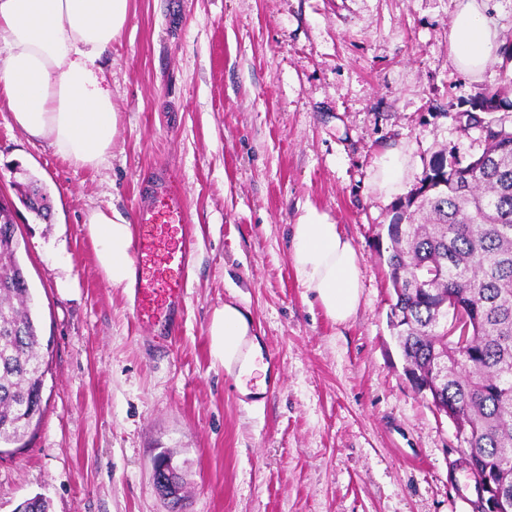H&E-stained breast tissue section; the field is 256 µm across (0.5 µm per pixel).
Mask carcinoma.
Here are the masks:
<instances>
[{"mask_svg":"<svg viewBox=\"0 0 512 512\" xmlns=\"http://www.w3.org/2000/svg\"><path fill=\"white\" fill-rule=\"evenodd\" d=\"M487 147L465 166L427 173L387 225L393 288L389 323L405 375L420 392L440 378L454 411L460 453L512 493V116L485 123ZM45 218L46 196L20 195ZM13 206L0 203V443L20 441L40 421L45 368L31 291L18 256ZM457 326H437L441 305ZM16 512H51L36 495Z\"/></svg>","mask_w":512,"mask_h":512,"instance_id":"obj_1","label":"carcinoma"}]
</instances>
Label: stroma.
<instances>
[{
	"instance_id": "obj_1",
	"label": "stroma",
	"mask_w": 512,
	"mask_h": 512,
	"mask_svg": "<svg viewBox=\"0 0 512 512\" xmlns=\"http://www.w3.org/2000/svg\"><path fill=\"white\" fill-rule=\"evenodd\" d=\"M455 0H132L104 68L119 116L107 162L70 164L0 108V197L15 203L19 257L39 313L42 416L0 445V512H169L159 454L185 482L181 512H472L454 423L410 387L388 324L386 228L399 196L375 163L406 147L407 189L437 162L486 147L477 112L501 82L448 58ZM170 173L195 251L178 329L139 324L107 281L85 222L136 219L142 170ZM37 183L49 214L18 200ZM353 243L362 302L331 321L288 260L305 207ZM248 309L269 365L241 395L210 323ZM175 468L170 459L158 458L153 465V482L159 493L166 499L176 494V486L173 479Z\"/></svg>"
}]
</instances>
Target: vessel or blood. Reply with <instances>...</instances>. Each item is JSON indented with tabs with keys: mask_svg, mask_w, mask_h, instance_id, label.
<instances>
[{
	"mask_svg": "<svg viewBox=\"0 0 512 512\" xmlns=\"http://www.w3.org/2000/svg\"><path fill=\"white\" fill-rule=\"evenodd\" d=\"M140 194L165 202V223H158L156 211L139 208L141 228L131 243L135 266L132 311L136 318L153 326L173 323L186 288L185 272L194 249L189 233H177V226L189 223L183 197L172 190L168 173L161 169L147 171L140 180Z\"/></svg>",
	"mask_w": 512,
	"mask_h": 512,
	"instance_id": "b4317fda",
	"label": "vessel or blood"
}]
</instances>
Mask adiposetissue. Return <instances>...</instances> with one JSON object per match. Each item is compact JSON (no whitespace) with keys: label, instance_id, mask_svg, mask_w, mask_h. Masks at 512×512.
I'll list each match as a JSON object with an SVG mask.
<instances>
[{"label":"adipose tissue","instance_id":"obj_1","mask_svg":"<svg viewBox=\"0 0 512 512\" xmlns=\"http://www.w3.org/2000/svg\"><path fill=\"white\" fill-rule=\"evenodd\" d=\"M130 10L131 0H0V107L30 139L48 142L75 165L96 168L110 154L118 115L102 84L103 61ZM498 43L483 0H457L448 27L453 66L480 76ZM86 222L108 281L129 285L130 220L94 209ZM289 261L329 319L343 324L355 315L362 296L358 254L328 214L305 208L291 229ZM210 334L215 355L235 380L256 371L260 346L246 308L225 304Z\"/></svg>","mask_w":512,"mask_h":512}]
</instances>
